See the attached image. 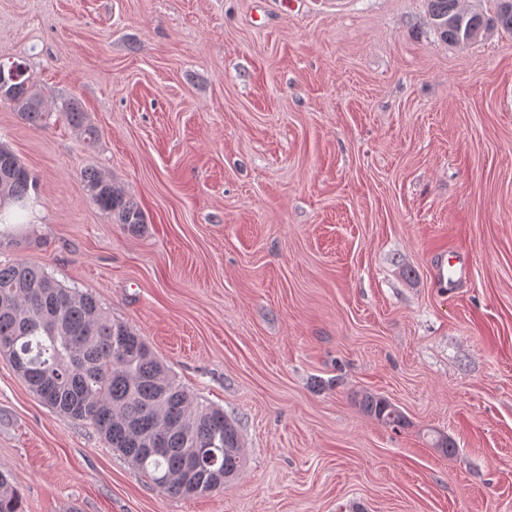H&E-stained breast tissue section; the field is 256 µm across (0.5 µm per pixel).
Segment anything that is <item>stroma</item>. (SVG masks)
Wrapping results in <instances>:
<instances>
[{
  "label": "stroma",
  "mask_w": 512,
  "mask_h": 512,
  "mask_svg": "<svg viewBox=\"0 0 512 512\" xmlns=\"http://www.w3.org/2000/svg\"><path fill=\"white\" fill-rule=\"evenodd\" d=\"M14 61L100 140L0 103L37 184L0 261L92 293L245 456L223 491L168 495L0 356L24 512H512V33L448 44L427 0H0ZM58 116L74 127L81 129L84 139L89 147H93L98 141L97 129L88 121L86 113L75 100H65L60 106ZM82 177L88 199L108 215L112 223L122 224L130 232H139L146 224L144 211L120 183L95 168L84 170ZM359 404L367 415L393 428L399 427L405 420L401 411L394 404L369 391L360 394Z\"/></svg>",
  "instance_id": "stroma-1"
}]
</instances>
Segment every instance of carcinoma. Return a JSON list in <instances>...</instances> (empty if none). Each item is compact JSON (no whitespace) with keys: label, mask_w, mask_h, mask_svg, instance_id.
<instances>
[{"label":"carcinoma","mask_w":512,"mask_h":512,"mask_svg":"<svg viewBox=\"0 0 512 512\" xmlns=\"http://www.w3.org/2000/svg\"><path fill=\"white\" fill-rule=\"evenodd\" d=\"M432 27L451 45L498 26L512 31V9L499 2L496 17L466 11L461 0H428ZM0 103L43 127L50 117L27 76V66L0 64ZM58 116L81 129L88 146L97 129L75 100ZM88 199L130 232L146 223L142 208L122 185L95 168L83 172ZM35 182L20 158L0 145V210L26 207ZM0 355L48 408L92 426L133 469L175 496L224 489L243 463L237 423L203 406L176 381L146 340L112 319L95 296L57 281L25 261L0 262ZM362 410L400 426L405 417L386 398L365 391ZM0 512H23L19 490L0 470Z\"/></svg>","instance_id":"1"}]
</instances>
